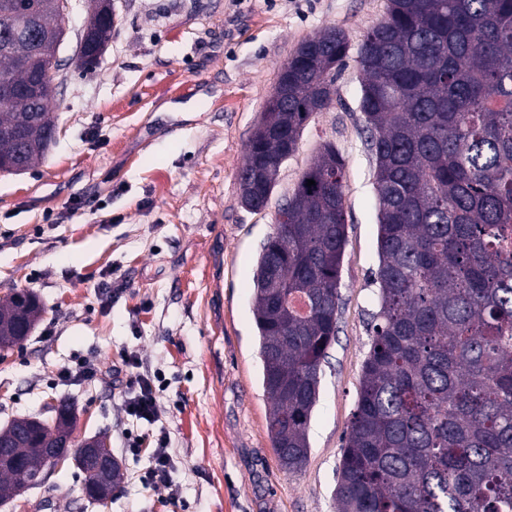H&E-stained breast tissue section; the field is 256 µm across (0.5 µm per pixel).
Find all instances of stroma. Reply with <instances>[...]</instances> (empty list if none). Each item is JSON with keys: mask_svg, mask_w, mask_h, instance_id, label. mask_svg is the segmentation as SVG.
Returning a JSON list of instances; mask_svg holds the SVG:
<instances>
[{"mask_svg": "<svg viewBox=\"0 0 512 512\" xmlns=\"http://www.w3.org/2000/svg\"><path fill=\"white\" fill-rule=\"evenodd\" d=\"M386 2L112 0V39L86 72L75 63L86 14L69 15L50 103L54 142L27 172L0 174V297L27 288L43 306L22 345L0 352V426L48 417L68 400L77 435H107L125 476L102 507L84 498L86 475L68 462L0 512H337L378 265L357 56ZM329 26L349 41L334 102L304 129L269 206L248 211L238 173L260 113L299 43ZM327 142L345 162L336 339L321 366L308 461L288 473L266 427L253 276L279 205ZM131 354L160 379L152 425L125 411ZM85 360L95 377L80 375ZM127 430L143 437L139 455L125 451ZM162 432L175 498L139 479Z\"/></svg>", "mask_w": 512, "mask_h": 512, "instance_id": "obj_1", "label": "stroma"}]
</instances>
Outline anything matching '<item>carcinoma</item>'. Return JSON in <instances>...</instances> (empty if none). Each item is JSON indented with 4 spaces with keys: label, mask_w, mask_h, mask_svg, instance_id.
I'll return each instance as SVG.
<instances>
[{
    "label": "carcinoma",
    "mask_w": 512,
    "mask_h": 512,
    "mask_svg": "<svg viewBox=\"0 0 512 512\" xmlns=\"http://www.w3.org/2000/svg\"><path fill=\"white\" fill-rule=\"evenodd\" d=\"M0 0V159L31 167L55 129L50 96L32 97L35 58L61 18L48 6L32 33L11 32ZM113 23L96 18L79 67L108 47ZM336 68L349 46L335 27ZM359 109L375 158L377 311L356 409L342 445L339 512H512V0H387L359 52ZM319 59L288 74L281 123L288 145L255 128L239 175L279 169L298 149L319 103ZM315 185L307 186V181ZM344 161L323 146L260 249L252 309L268 435L279 465L298 472L320 368L336 337L346 244ZM243 207H268L274 185L239 182ZM42 308L27 289L0 300V348L32 330ZM33 430L0 464V502L35 486Z\"/></svg>",
    "instance_id": "obj_1"
}]
</instances>
